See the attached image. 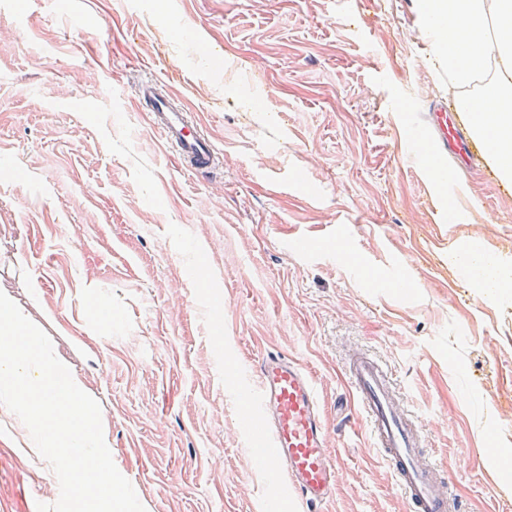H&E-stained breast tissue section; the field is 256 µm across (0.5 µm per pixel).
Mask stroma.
Masks as SVG:
<instances>
[{
	"mask_svg": "<svg viewBox=\"0 0 512 512\" xmlns=\"http://www.w3.org/2000/svg\"><path fill=\"white\" fill-rule=\"evenodd\" d=\"M183 5L189 42L171 36ZM432 50L419 0H0V291L100 403L146 512H263L232 387L262 350L318 386L326 512H406L349 420L356 352L392 371L465 512H512V295L448 255L512 269V183L476 167L451 198L409 164L403 113L457 96ZM145 73L223 168L179 169L132 101ZM456 203L447 241L430 207ZM52 473L0 410V512L54 504Z\"/></svg>",
	"mask_w": 512,
	"mask_h": 512,
	"instance_id": "35a3bbf8",
	"label": "stroma"
}]
</instances>
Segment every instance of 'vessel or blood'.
Instances as JSON below:
<instances>
[{
  "instance_id": "b4317fda",
  "label": "vessel or blood",
  "mask_w": 512,
  "mask_h": 512,
  "mask_svg": "<svg viewBox=\"0 0 512 512\" xmlns=\"http://www.w3.org/2000/svg\"><path fill=\"white\" fill-rule=\"evenodd\" d=\"M133 100L150 129L174 153L180 170L196 176L215 171L221 154L186 100L154 78L136 86ZM421 119L428 139L419 161L434 164L452 153L456 165L447 185L456 191L476 160L484 157L485 146L445 101L432 103ZM344 376L407 512H460L462 501L450 494L447 469L427 452L413 415L395 395L388 368L361 353L348 360ZM237 391L247 404L240 429L264 468L269 505L289 494L298 512H323L336 492L339 468L311 373L297 358L265 352L241 373Z\"/></svg>"
}]
</instances>
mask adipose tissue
Segmentation results:
<instances>
[{
  "label": "adipose tissue",
  "mask_w": 512,
  "mask_h": 512,
  "mask_svg": "<svg viewBox=\"0 0 512 512\" xmlns=\"http://www.w3.org/2000/svg\"><path fill=\"white\" fill-rule=\"evenodd\" d=\"M436 46V69L456 87L484 80L459 98L473 132L501 176L512 181V0H420Z\"/></svg>",
  "instance_id": "adipose-tissue-1"
}]
</instances>
